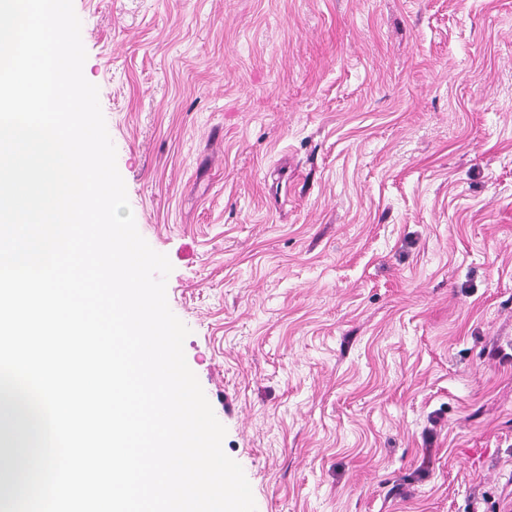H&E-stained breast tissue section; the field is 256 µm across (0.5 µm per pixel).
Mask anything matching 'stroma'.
<instances>
[{
	"label": "stroma",
	"instance_id": "1",
	"mask_svg": "<svg viewBox=\"0 0 512 512\" xmlns=\"http://www.w3.org/2000/svg\"><path fill=\"white\" fill-rule=\"evenodd\" d=\"M256 512H512V0H73Z\"/></svg>",
	"mask_w": 512,
	"mask_h": 512
}]
</instances>
